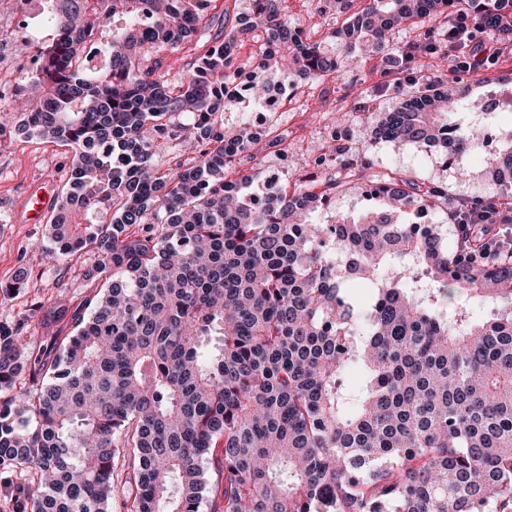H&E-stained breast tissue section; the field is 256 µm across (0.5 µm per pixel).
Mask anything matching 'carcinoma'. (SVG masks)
Here are the masks:
<instances>
[{"instance_id": "carcinoma-1", "label": "carcinoma", "mask_w": 512, "mask_h": 512, "mask_svg": "<svg viewBox=\"0 0 512 512\" xmlns=\"http://www.w3.org/2000/svg\"><path fill=\"white\" fill-rule=\"evenodd\" d=\"M50 45L18 132L69 149L55 253L89 254L98 291L72 335L37 352L42 306L0 323V468L26 471L30 512H512V261L485 256L482 207L512 211V139L474 208L448 186L374 170L331 146L339 176L291 180L257 203L246 100L274 85L341 80L369 51L394 63L448 55L430 26L402 49L395 28L460 12L512 38V0H319L327 41L288 21L285 0H54ZM260 40L251 81L238 51ZM102 40L104 64L86 43ZM180 55L173 72L166 60ZM278 83H273V78ZM372 118L382 140L439 146L464 163L483 111L425 70ZM238 113L232 127L226 114ZM181 150L165 170L155 158ZM369 205L321 219L350 181ZM453 247L442 237L443 223ZM27 271L0 282L21 291ZM356 366L361 381L345 383ZM29 371L32 384L19 377ZM221 445L224 486L203 466Z\"/></svg>"}]
</instances>
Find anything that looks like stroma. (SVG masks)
<instances>
[{
	"mask_svg": "<svg viewBox=\"0 0 512 512\" xmlns=\"http://www.w3.org/2000/svg\"><path fill=\"white\" fill-rule=\"evenodd\" d=\"M452 59L430 64L433 76L467 86L472 99L487 96L504 88L505 78L512 76V46L488 67L457 72ZM372 92L375 112H389L409 98L415 86L409 76H392L385 59L371 57L362 65L346 70L342 81L310 87L298 85L289 92L288 104L270 113L279 132L288 136V152L280 154L267 142L256 145V160L262 168H276L295 176L312 174L313 161L323 155L332 129L320 120L319 108H335L337 114L348 115L351 152H368L375 166L394 167L417 180L447 184L448 200L455 203L477 197L487 184L488 164L485 159L444 168L433 154L410 145L383 143L375 138V122L351 112L353 90ZM19 113L0 114V281L10 279L17 268L29 273L25 287L12 297L0 298V322L12 324L26 316L33 304L53 307L65 299L68 307H76L88 297L91 288L84 277L86 266L80 262L65 263L53 253L45 223L28 224L18 213L20 197L37 183L48 186L52 196H60L62 185L70 176L72 155L38 138L17 134Z\"/></svg>",
	"mask_w": 512,
	"mask_h": 512,
	"instance_id": "stroma-1",
	"label": "stroma"
}]
</instances>
